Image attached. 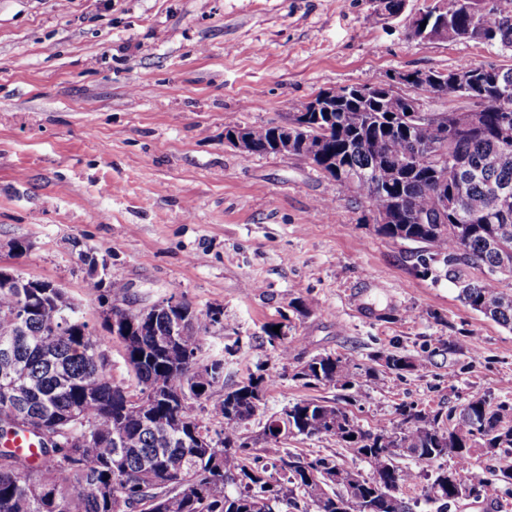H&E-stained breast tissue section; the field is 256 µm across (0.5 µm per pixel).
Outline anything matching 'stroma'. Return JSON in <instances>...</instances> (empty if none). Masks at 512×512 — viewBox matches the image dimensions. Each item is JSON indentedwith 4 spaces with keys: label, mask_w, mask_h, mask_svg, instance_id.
<instances>
[{
    "label": "stroma",
    "mask_w": 512,
    "mask_h": 512,
    "mask_svg": "<svg viewBox=\"0 0 512 512\" xmlns=\"http://www.w3.org/2000/svg\"><path fill=\"white\" fill-rule=\"evenodd\" d=\"M429 3L388 18L374 0H0V268L56 282L97 329L113 301L219 308L200 356L223 355L224 382L195 414L221 430L225 387L272 375L242 427L262 455L369 474L335 438L260 437L290 404L336 397L293 377L316 355L378 368L353 409L366 428L402 404L512 402V332L466 306L440 263L378 235L304 159L224 137L229 121L281 124L318 92L396 71L512 68V53L480 43L413 39L409 15ZM390 352L425 365L381 370Z\"/></svg>",
    "instance_id": "stroma-1"
}]
</instances>
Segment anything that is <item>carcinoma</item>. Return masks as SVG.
<instances>
[{
	"mask_svg": "<svg viewBox=\"0 0 512 512\" xmlns=\"http://www.w3.org/2000/svg\"><path fill=\"white\" fill-rule=\"evenodd\" d=\"M433 22L448 20V40L474 41L512 51V0H437ZM470 71L478 84L480 112L448 110L427 123L408 117L402 95L378 83L336 90L331 112H296L288 153L312 165L363 199L380 215L375 231L423 245L420 263L443 264L471 309L512 331V68L461 64L435 73L424 98L453 95L455 71ZM463 121L442 154L420 162L405 157L436 138L435 122ZM282 127L230 123L225 138L248 144V153L275 152ZM484 270L474 279L468 269ZM25 277L0 270V347L12 348L17 371L0 376V437L28 434L35 447H0V512H282L297 507L296 492L315 512H413L407 490L419 472L400 465L410 457L438 467L425 490L437 512L462 498L487 497L486 486L512 491V464L493 482L463 476L471 449L512 457V405L483 398L460 410L397 409L395 424L365 430L348 406L377 380L374 367H356L331 354L302 364L293 377L306 385H333L334 401L302 400L288 406L283 433L332 436L368 464L371 474L328 456L285 452L265 458L242 426L257 413L272 376L251 375L224 390L213 413L224 419L212 437L195 415L224 383L219 358H199L202 337L221 324V311L181 300L185 332L164 345L171 322L157 306L136 312L113 304L104 312L108 335L99 336L65 289L44 295ZM124 344L139 393L122 395L112 383L106 347ZM423 361L389 353L384 368L401 375ZM181 390L179 407L168 394ZM38 419L47 434L18 427ZM127 441L112 447V439ZM331 479H326V476Z\"/></svg>",
	"mask_w": 512,
	"mask_h": 512,
	"instance_id": "1",
	"label": "carcinoma"
}]
</instances>
